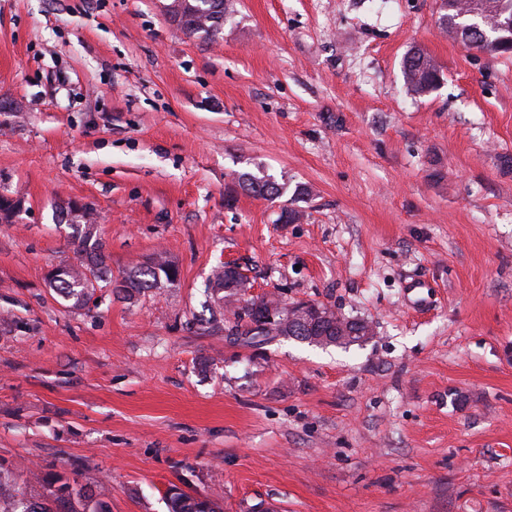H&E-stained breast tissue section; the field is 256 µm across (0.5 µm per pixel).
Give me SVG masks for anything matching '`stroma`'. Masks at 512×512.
Masks as SVG:
<instances>
[{"label": "stroma", "mask_w": 512, "mask_h": 512, "mask_svg": "<svg viewBox=\"0 0 512 512\" xmlns=\"http://www.w3.org/2000/svg\"><path fill=\"white\" fill-rule=\"evenodd\" d=\"M170 0H0V470L110 512H512V55L439 0H232L218 38ZM440 71L422 95L402 63ZM265 171L283 195L247 193ZM113 274L174 284L71 307L67 211ZM299 211L293 223L282 209ZM370 339L208 331L214 266ZM468 1L470 0H442V9L443 12L441 14L440 18V25L443 30L448 32V36L459 39L461 42H463L465 45L469 47H474L478 49L479 51H482L486 54H489L491 56L496 55H503L506 53H509L508 51H486V48L488 47L486 44H483V37L480 32H472L467 35V42L465 41L463 37V32L459 34V30H457L455 27L457 26H470L469 23L466 21V17H461L462 11L467 10ZM403 74L409 89L419 95L432 89L440 80L438 69L421 49L407 55L403 63ZM176 266L168 259L165 253H155L148 266H135L122 272L120 279H116L119 287L127 296L148 292L159 288L163 283H173L177 279ZM315 304V303H309V302H300L295 303L292 305H288V322L290 321H303L306 318H309V315L313 314L315 317L325 318L328 320L333 321L336 323V327L338 329H341L345 332H348L346 329V324L343 321L347 320L345 318H341L340 315L331 309L326 310V312H323L321 307H325L323 304ZM169 512H216L208 503L199 501L192 496L171 488L166 494Z\"/></svg>", "instance_id": "1"}]
</instances>
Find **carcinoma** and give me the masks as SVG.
Segmentation results:
<instances>
[{"label": "carcinoma", "instance_id": "1", "mask_svg": "<svg viewBox=\"0 0 512 512\" xmlns=\"http://www.w3.org/2000/svg\"><path fill=\"white\" fill-rule=\"evenodd\" d=\"M502 0H482L485 13L484 20L479 22L481 31L466 36L459 34L457 27L468 26L461 13L467 10L468 0H444L440 25L448 32V36L465 41V45L474 47L494 56L496 52L487 49L483 44V36L497 40L504 33L497 28L498 10ZM179 7L171 8L178 18L177 25L189 35H199L205 39L214 38L224 25V15L230 8L229 0H173ZM403 74L405 83L411 91L423 94L432 89L440 80L439 71L424 51L416 49L404 60ZM243 188L256 197L273 198L282 194L283 186L271 176H258L245 173L241 176ZM71 223L81 225L75 235L76 252L81 256L77 265L61 269L50 285L56 294L65 301L72 302L75 308H82L91 299L94 283L105 281L111 271L105 264L103 244L97 238L95 225L90 223V210L83 208L71 211ZM176 266L162 252L154 255L148 266H135L122 272L118 279L119 287L132 297L160 287L164 283H173L177 279ZM245 273L237 268L230 274L225 265L218 266L212 273L208 288L216 297L219 309L226 306L234 307V321L226 324L223 318L215 315L209 320V330L214 333L226 332L229 336H240L246 344H256L268 336H294L302 341H309L310 334L301 330L288 331L276 327H267L257 318L256 307L259 300H251L239 304L237 297V281L243 279ZM170 512H216L208 503L199 501L192 496L171 488L166 494ZM0 512H110L108 505L96 494L83 486L63 483L52 498L41 500L27 490L13 484L0 474Z\"/></svg>", "mask_w": 512, "mask_h": 512}]
</instances>
